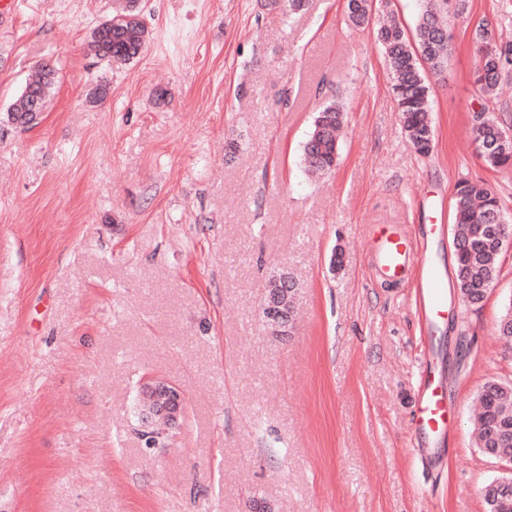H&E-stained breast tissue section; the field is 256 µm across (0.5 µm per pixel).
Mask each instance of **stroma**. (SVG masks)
<instances>
[{
  "label": "stroma",
  "instance_id": "stroma-1",
  "mask_svg": "<svg viewBox=\"0 0 512 512\" xmlns=\"http://www.w3.org/2000/svg\"><path fill=\"white\" fill-rule=\"evenodd\" d=\"M117 6L15 0L0 23V512H486L481 487L512 463L475 446L471 413L487 380L512 384L496 333L512 247L462 304L453 195L479 179L512 208L471 132L475 110L512 114V79L490 100L473 80L477 21L512 40V15L470 0L452 20L424 156L346 0L285 17L267 0H140L147 44L124 65L91 46ZM41 65L50 100L16 125ZM332 99L340 161L314 180L302 147ZM375 224L403 225L440 266L457 314L433 333L416 279L375 278ZM280 271L300 286L285 336L260 310ZM430 348L456 420L428 462L412 419ZM150 378L185 399L151 448L135 415Z\"/></svg>",
  "mask_w": 512,
  "mask_h": 512
}]
</instances>
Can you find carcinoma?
<instances>
[{
	"label": "carcinoma",
	"mask_w": 512,
	"mask_h": 512,
	"mask_svg": "<svg viewBox=\"0 0 512 512\" xmlns=\"http://www.w3.org/2000/svg\"><path fill=\"white\" fill-rule=\"evenodd\" d=\"M413 34L398 22L376 29L390 78L391 91L402 129L421 155L432 151L434 131L430 118L431 88L425 70L442 72L448 67L453 44L448 36L450 18L467 13L469 0H421ZM389 0H347L346 13L355 27L370 24L375 12L385 10ZM488 27L483 19L475 26L477 61L474 81L485 98L495 96L501 81L512 77V41L497 36L483 40ZM146 28L140 18L137 0H125L112 18L95 29L91 46L98 56L110 62L127 63L137 58L146 44ZM54 84L52 71L42 70L41 78L29 81L10 109L14 122L26 123L34 112L45 110ZM344 113L334 104L325 106L303 145L308 171L321 175L331 172L339 158L337 132ZM472 131L479 153L490 168L512 166V127L494 112L484 109L472 114ZM456 276L464 302H480L499 276L503 248L495 232L497 225L512 223V210L498 193L481 180L463 178L456 185L453 203ZM480 411L474 433L478 448L498 459L512 462V385L488 380L478 390ZM487 512H512V484L494 479L483 488Z\"/></svg>",
	"instance_id": "obj_1"
}]
</instances>
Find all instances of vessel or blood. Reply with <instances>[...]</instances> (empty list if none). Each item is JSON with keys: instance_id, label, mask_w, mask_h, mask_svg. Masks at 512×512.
I'll list each match as a JSON object with an SVG mask.
<instances>
[{"instance_id": "obj_1", "label": "vessel or blood", "mask_w": 512, "mask_h": 512, "mask_svg": "<svg viewBox=\"0 0 512 512\" xmlns=\"http://www.w3.org/2000/svg\"><path fill=\"white\" fill-rule=\"evenodd\" d=\"M370 251L375 272L381 279L402 281L411 270H418L417 304L423 320L430 326L447 320L451 309L439 269L427 256L416 255L411 238L398 225H377ZM420 377L423 387L418 395L413 426L418 434L435 440L448 431L453 415L448 394L436 377L433 358H426Z\"/></svg>"}]
</instances>
